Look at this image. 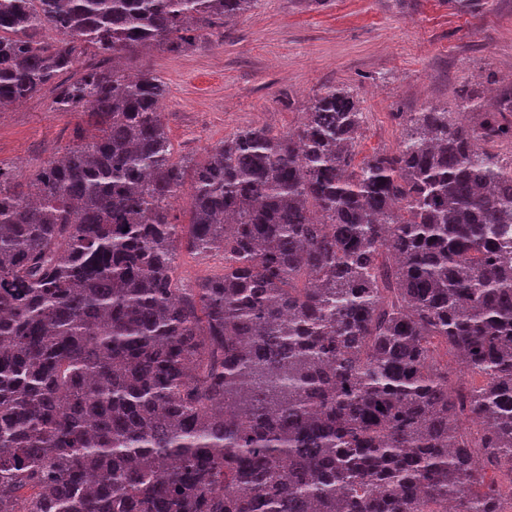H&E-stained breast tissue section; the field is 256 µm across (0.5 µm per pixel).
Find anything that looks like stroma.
I'll use <instances>...</instances> for the list:
<instances>
[{"instance_id":"1","label":"stroma","mask_w":512,"mask_h":512,"mask_svg":"<svg viewBox=\"0 0 512 512\" xmlns=\"http://www.w3.org/2000/svg\"><path fill=\"white\" fill-rule=\"evenodd\" d=\"M254 0L188 49H150L126 72L152 69L167 86L163 123L175 161L249 127L297 128L316 94L347 90L364 115L359 158L395 150L406 116L457 112L512 83V0ZM43 90L0 109V165L25 178L72 146L69 116ZM221 255L180 251L174 278L222 274Z\"/></svg>"}]
</instances>
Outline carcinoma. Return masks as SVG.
I'll return each instance as SVG.
<instances>
[{
  "label": "carcinoma",
  "instance_id": "carcinoma-1",
  "mask_svg": "<svg viewBox=\"0 0 512 512\" xmlns=\"http://www.w3.org/2000/svg\"><path fill=\"white\" fill-rule=\"evenodd\" d=\"M251 2L0 0V109L51 86L76 118L0 167V512H503L472 459L512 470V162L483 148L512 87L360 163L334 88L175 162L166 84L119 61ZM183 246L224 272L179 287Z\"/></svg>",
  "mask_w": 512,
  "mask_h": 512
}]
</instances>
